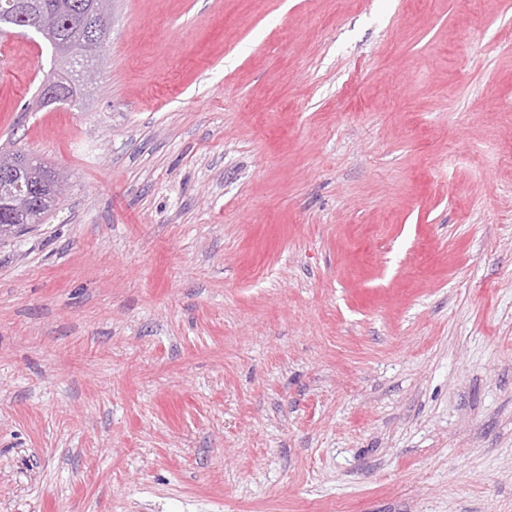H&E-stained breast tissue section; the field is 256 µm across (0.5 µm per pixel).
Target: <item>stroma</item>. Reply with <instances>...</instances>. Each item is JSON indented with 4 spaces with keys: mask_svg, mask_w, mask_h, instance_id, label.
Masks as SVG:
<instances>
[{
    "mask_svg": "<svg viewBox=\"0 0 512 512\" xmlns=\"http://www.w3.org/2000/svg\"><path fill=\"white\" fill-rule=\"evenodd\" d=\"M0 42V512H512V0H112L80 106ZM85 86L82 88L81 92H78L76 82L67 83L63 87L62 95L60 97L49 96L44 91L43 83L41 84L38 95L37 102L40 105H49V104H64L70 107H76L80 104L81 99L84 96ZM6 181L2 184L0 177V226L11 225L9 223L2 224L1 221L10 220L12 226L16 224H40L45 215L52 209L49 204H39V202L32 197L27 205L19 207V201L16 198V190L12 182Z\"/></svg>",
    "mask_w": 512,
    "mask_h": 512,
    "instance_id": "obj_1",
    "label": "stroma"
}]
</instances>
